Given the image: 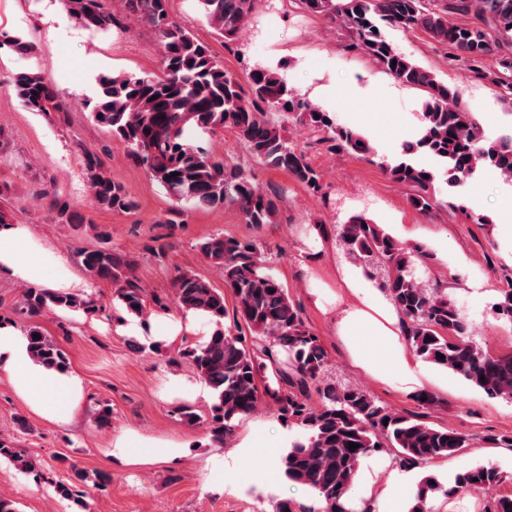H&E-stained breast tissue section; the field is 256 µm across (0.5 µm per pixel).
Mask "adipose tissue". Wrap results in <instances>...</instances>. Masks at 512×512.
<instances>
[{
  "mask_svg": "<svg viewBox=\"0 0 512 512\" xmlns=\"http://www.w3.org/2000/svg\"><path fill=\"white\" fill-rule=\"evenodd\" d=\"M27 235L17 224L0 225V277L55 292L87 296V284L59 253L23 247ZM338 326L354 364L367 375L420 385L426 371L404 342L401 321L392 304L378 292L366 291L358 306L343 310ZM0 372L7 373L15 391L47 420H67L82 393L76 374L60 373L36 363L25 332L0 326ZM415 471L390 469L384 482L353 484L345 499L347 512H397L396 498L412 496Z\"/></svg>",
  "mask_w": 512,
  "mask_h": 512,
  "instance_id": "adipose-tissue-1",
  "label": "adipose tissue"
}]
</instances>
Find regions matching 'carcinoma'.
Returning a JSON list of instances; mask_svg holds the SVG:
<instances>
[{
	"label": "carcinoma",
	"instance_id": "cac0c4a2",
	"mask_svg": "<svg viewBox=\"0 0 512 512\" xmlns=\"http://www.w3.org/2000/svg\"><path fill=\"white\" fill-rule=\"evenodd\" d=\"M71 16L84 28L102 33L122 26L102 0H65ZM125 14L152 28L161 45V72L102 74L92 119L126 145L129 155L146 166L152 180L175 202L217 209L235 207L247 224H271L278 212V194L264 192L240 168H228L206 149L194 144L188 132L208 134L235 129L250 153L264 165L282 170L313 192L323 188L321 177L304 153L288 145L271 115L288 112L315 133L331 150H345L360 158L375 155L372 144L355 129L336 122L331 113L303 100L275 67L249 72L248 86L224 69L210 48L176 23L169 0H122ZM200 15L228 44L250 18L255 0H195ZM306 11L340 24L349 36L342 50L369 58L398 83L424 93L422 123L414 141L405 146L406 158L385 167L394 182L413 190L410 205L422 214L440 204L435 185L444 180L455 193L466 180L490 168L512 179V133L489 141L475 114L457 92L434 73L399 51L385 28L420 30L440 45H449L456 58L469 65L477 78L490 79L505 96H512V54L488 76L483 59L512 45V0H291ZM452 15H470L467 26L451 22ZM0 50L27 55L33 43L24 37L0 34ZM17 97L32 112L63 111L64 101L52 80L36 71H20L13 78ZM85 177L94 204L105 210L128 212L136 202L100 157L84 151ZM343 250L386 272L382 289L402 319L410 349L423 361L444 367L491 397L512 399V353L490 354L470 339L471 326L448 296L418 280L419 254L404 246L374 220L355 215L341 225ZM202 256L220 269L224 287L235 297L233 312L224 293L188 271L172 282L174 301L184 312L210 316L216 329L201 345L185 346L178 356L188 359L199 380L214 392L210 434L222 444L231 439L238 422L259 410L268 399L288 426L303 431L278 461L291 481L317 490L322 512H346L343 500L365 456L385 448L397 451L404 466L450 457L470 446V438L449 429H436L394 413L358 387L339 386L320 378L327 352L318 336L305 326L300 308L286 288L263 265L260 245L253 240L215 234L197 245ZM85 270L96 280L112 283L123 309L144 319L150 305L166 308L135 274L134 261L109 247L85 250ZM495 306L512 322V282L501 290ZM53 308L92 313L104 309L96 301L27 287L17 315L29 320L26 334L33 356L60 371L68 362L58 345L44 334L35 319ZM233 324L224 325L227 315ZM246 326L256 341L242 336ZM39 338H34V335ZM288 354L286 367L277 362ZM272 368L279 387L268 380ZM315 390L318 404L310 402ZM358 448L349 450L348 444ZM0 457L20 471L33 474L36 464L0 437ZM67 468L56 493L86 512V497L110 482L100 471H88L58 458ZM506 476L493 466L474 465L454 475L446 486L433 477L422 478L409 512H428L437 493L453 496L461 490L480 492L502 484ZM435 484H430V481Z\"/></svg>",
	"mask_w": 512,
	"mask_h": 512
}]
</instances>
